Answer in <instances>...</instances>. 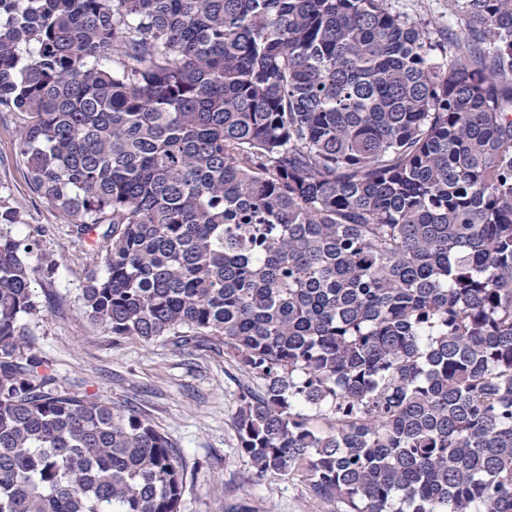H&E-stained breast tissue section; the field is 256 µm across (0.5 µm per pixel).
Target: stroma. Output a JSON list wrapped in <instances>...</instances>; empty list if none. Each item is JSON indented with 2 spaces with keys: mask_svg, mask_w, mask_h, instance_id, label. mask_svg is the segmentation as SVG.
Returning <instances> with one entry per match:
<instances>
[{
  "mask_svg": "<svg viewBox=\"0 0 512 512\" xmlns=\"http://www.w3.org/2000/svg\"><path fill=\"white\" fill-rule=\"evenodd\" d=\"M21 115L0 107V212L14 214L13 235L48 229L44 247L57 262L35 291L43 310L27 320L30 341L67 391L133 407L175 442L186 469L181 512H337L313 499L302 476L256 477L237 451L232 425L238 385L224 357L205 346L113 340L82 314L86 268L100 265L93 242L72 235L67 217L37 195L19 155Z\"/></svg>",
  "mask_w": 512,
  "mask_h": 512,
  "instance_id": "stroma-1",
  "label": "stroma"
}]
</instances>
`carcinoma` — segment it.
Segmentation results:
<instances>
[{
  "label": "carcinoma",
  "instance_id": "obj_1",
  "mask_svg": "<svg viewBox=\"0 0 512 512\" xmlns=\"http://www.w3.org/2000/svg\"><path fill=\"white\" fill-rule=\"evenodd\" d=\"M448 10L0 0L29 183L101 249L83 314L223 348L255 475L340 512H512V0ZM56 270L0 229V512H180L170 438L28 347ZM395 9L414 21H434L448 27V0H392Z\"/></svg>",
  "mask_w": 512,
  "mask_h": 512
}]
</instances>
